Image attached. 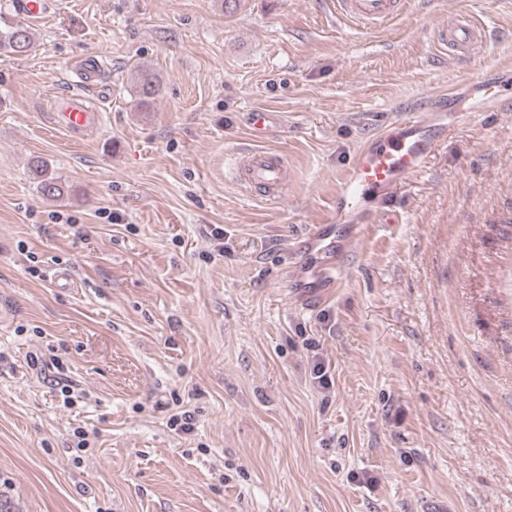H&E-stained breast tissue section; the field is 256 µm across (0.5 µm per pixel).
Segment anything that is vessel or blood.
<instances>
[{
    "label": "vessel or blood",
    "mask_w": 512,
    "mask_h": 512,
    "mask_svg": "<svg viewBox=\"0 0 512 512\" xmlns=\"http://www.w3.org/2000/svg\"><path fill=\"white\" fill-rule=\"evenodd\" d=\"M405 6V0H335L333 4L337 14L366 29L393 20ZM438 37L456 55L476 53L483 45L481 28L466 17L449 21ZM478 110L469 98L452 93L435 100L430 113L393 122L358 149L342 178L332 216L327 223L314 225L296 248L299 259L290 279L292 289L303 293L335 287L343 255L368 232L374 213L387 206L434 152L436 126L453 117L470 119ZM50 124L55 130L79 133L99 127L101 114L72 97L51 113ZM234 169L244 174L247 184L273 193L287 184V167L259 149L236 156Z\"/></svg>",
    "instance_id": "1"
}]
</instances>
